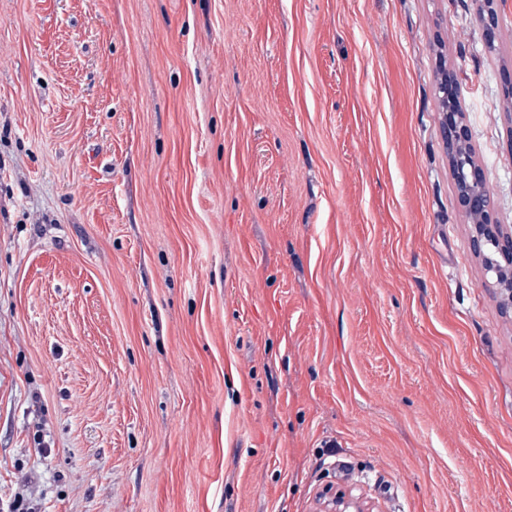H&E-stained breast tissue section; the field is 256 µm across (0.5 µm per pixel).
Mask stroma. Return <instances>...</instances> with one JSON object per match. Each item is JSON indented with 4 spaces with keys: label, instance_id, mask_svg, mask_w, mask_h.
Wrapping results in <instances>:
<instances>
[{
    "label": "stroma",
    "instance_id": "stroma-1",
    "mask_svg": "<svg viewBox=\"0 0 512 512\" xmlns=\"http://www.w3.org/2000/svg\"><path fill=\"white\" fill-rule=\"evenodd\" d=\"M0 0V512H512V0ZM445 126H446V134H452L453 138L451 141H457L463 144H468L465 152L460 151L459 149L454 150V145L448 139V156L451 157L453 164V175L455 177V181L458 188H464V185L458 180L457 174V164L459 160H463L465 158L466 162L469 166L475 168L474 161L475 155L471 145L469 144V136L467 133V128L464 125L459 124L456 120V114L454 112H448L445 115ZM458 197L460 206L465 213L466 216L470 217L472 214H481L482 216V224H474V232H473V246L474 250L477 254H482L484 252L486 243L491 241L493 244H496L497 247L493 244H488L485 253L483 256L484 266L485 268L489 267L492 264H495L501 257V261L504 265H495L489 269V274L491 278L494 280V284L496 287L507 286L509 288H498L500 291L501 299L503 303L512 308V230L510 226V230L508 231L503 224H497L496 221L493 220V205L489 204L486 209L482 208L480 205L483 204V201L479 197V190L472 191L464 188L463 190H458ZM500 254V256H499ZM318 512H374L373 507L346 491L327 487L320 495Z\"/></svg>",
    "mask_w": 512,
    "mask_h": 512
}]
</instances>
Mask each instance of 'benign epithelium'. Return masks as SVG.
I'll return each mask as SVG.
<instances>
[{
	"label": "benign epithelium",
	"mask_w": 512,
	"mask_h": 512,
	"mask_svg": "<svg viewBox=\"0 0 512 512\" xmlns=\"http://www.w3.org/2000/svg\"><path fill=\"white\" fill-rule=\"evenodd\" d=\"M446 133L453 135V140L467 144L469 136L467 128L456 120V114L448 112L445 115ZM460 206L466 216L479 214L482 223L474 225L473 246L476 253L484 252L487 242L498 246L501 264L489 269L494 284L500 287L503 303L512 308V230L493 220V205L481 207L483 201L479 191L463 189L458 192ZM319 512H374L368 503L352 497L341 490L326 488L320 495Z\"/></svg>",
	"instance_id": "obj_1"
}]
</instances>
